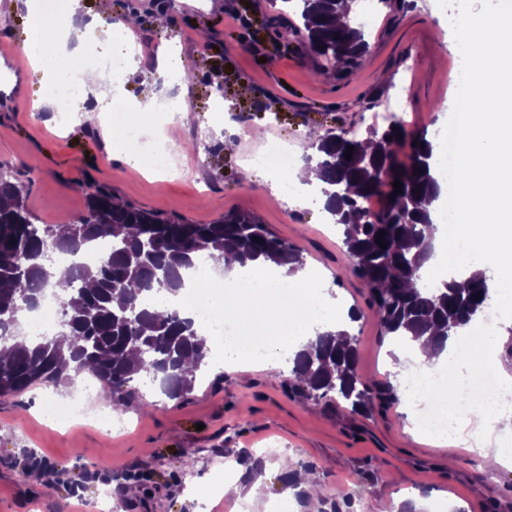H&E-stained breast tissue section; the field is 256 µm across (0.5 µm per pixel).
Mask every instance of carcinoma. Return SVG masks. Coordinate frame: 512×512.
I'll list each match as a JSON object with an SVG mask.
<instances>
[{
	"instance_id": "obj_1",
	"label": "carcinoma",
	"mask_w": 512,
	"mask_h": 512,
	"mask_svg": "<svg viewBox=\"0 0 512 512\" xmlns=\"http://www.w3.org/2000/svg\"><path fill=\"white\" fill-rule=\"evenodd\" d=\"M283 12L297 16L291 27L304 56L341 62L337 76L356 74L369 52L362 29L339 18L348 0H281ZM354 147L345 158L347 146ZM436 150L424 132L397 121L364 138L345 131L321 138L315 164L324 184L326 211L339 226L344 246L342 272L361 280L385 336L406 342L430 334L445 349L453 330L470 324V312L487 295L484 274L458 276L434 290L414 280L433 253L436 225L423 202L439 198ZM403 193H394V182ZM25 185L0 175V395L21 393L34 384L58 387L72 375L94 376L103 397L118 406L131 395L130 383L160 372L163 393H189L205 366L208 348L194 320L166 307H147L153 292L177 294L185 271L202 251L234 253L241 264L263 260L292 275L305 266L302 250L271 234L245 212H232L214 224L161 218L88 185L84 215L66 225L44 224L25 204ZM377 193L384 199L375 212L366 207ZM394 200H389V197ZM384 231V244L376 242ZM263 243L256 242V239ZM105 240L109 251L60 266L43 253L74 255L88 243ZM57 292L59 335L26 338L22 327L29 308L47 290ZM354 337L345 332H316L310 350L292 362L293 384L307 399L355 413H372L397 400L391 382L369 385L357 374Z\"/></svg>"
}]
</instances>
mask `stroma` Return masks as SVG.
I'll use <instances>...</instances> for the list:
<instances>
[{"label": "stroma", "mask_w": 512, "mask_h": 512, "mask_svg": "<svg viewBox=\"0 0 512 512\" xmlns=\"http://www.w3.org/2000/svg\"><path fill=\"white\" fill-rule=\"evenodd\" d=\"M113 13L136 15L139 51L128 59L121 95H180L187 114L130 118L153 138L164 122L179 148L176 171L156 177L128 162L110 124L59 122L54 110L32 112L43 88L31 67L0 57V172L26 185V204L40 219L67 224L86 211L87 184L163 217L210 224L234 211L254 214L277 237L303 250L305 266L330 294L355 307L350 332L357 371L370 381L402 375L397 341L381 336L365 290L338 277L342 236L319 210L289 208L264 179L243 180L245 158L269 139L302 149L309 131L365 136L372 121L387 125L402 99L415 131L446 123L452 110L456 42L437 0H409L406 9L376 0L364 21L370 49L356 75H321L300 58L290 33L275 35L271 0H109ZM178 48L193 64L189 90L165 88L155 74L159 48ZM288 358L265 369L239 358L209 357L191 392L169 399L143 380L136 399L111 425L57 423L48 401L69 398L81 378L52 388L0 396V512H214L234 470L236 498L259 495L286 512H360L377 503L411 504L430 512L440 502L456 512H512V470L488 469L464 446L421 437L404 401L370 415L325 410L288 386Z\"/></svg>", "instance_id": "1"}]
</instances>
